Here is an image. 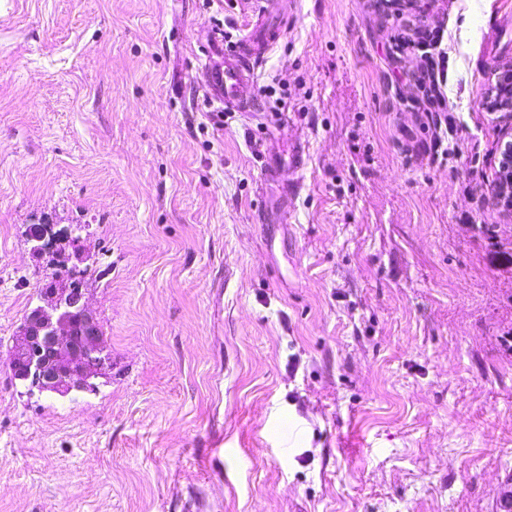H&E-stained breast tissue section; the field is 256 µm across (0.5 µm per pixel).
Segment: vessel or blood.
Masks as SVG:
<instances>
[{
    "mask_svg": "<svg viewBox=\"0 0 512 512\" xmlns=\"http://www.w3.org/2000/svg\"><path fill=\"white\" fill-rule=\"evenodd\" d=\"M285 33L284 21L274 19L272 11L263 7L247 34L219 43L215 57L204 64L211 100L223 104L228 112L259 111L256 71Z\"/></svg>",
    "mask_w": 512,
    "mask_h": 512,
    "instance_id": "vessel-or-blood-1",
    "label": "vessel or blood"
}]
</instances>
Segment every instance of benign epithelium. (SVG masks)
Here are the masks:
<instances>
[{
	"instance_id": "obj_1",
	"label": "benign epithelium",
	"mask_w": 512,
	"mask_h": 512,
	"mask_svg": "<svg viewBox=\"0 0 512 512\" xmlns=\"http://www.w3.org/2000/svg\"><path fill=\"white\" fill-rule=\"evenodd\" d=\"M496 106L512 112V73L498 79ZM43 304L18 326L10 370L41 393L61 397L72 390L94 389L93 379L105 374L97 318L83 293L59 278L43 289Z\"/></svg>"
}]
</instances>
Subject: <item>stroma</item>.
Segmentation results:
<instances>
[{"label": "stroma", "mask_w": 512, "mask_h": 512, "mask_svg": "<svg viewBox=\"0 0 512 512\" xmlns=\"http://www.w3.org/2000/svg\"><path fill=\"white\" fill-rule=\"evenodd\" d=\"M411 15L443 35L444 153L397 48ZM253 20L248 0H0V512H502L512 117L485 98L512 0H297L265 112L226 113L205 35ZM32 224L89 227L97 393L31 396L5 364L43 286Z\"/></svg>", "instance_id": "35a3bbf8"}]
</instances>
